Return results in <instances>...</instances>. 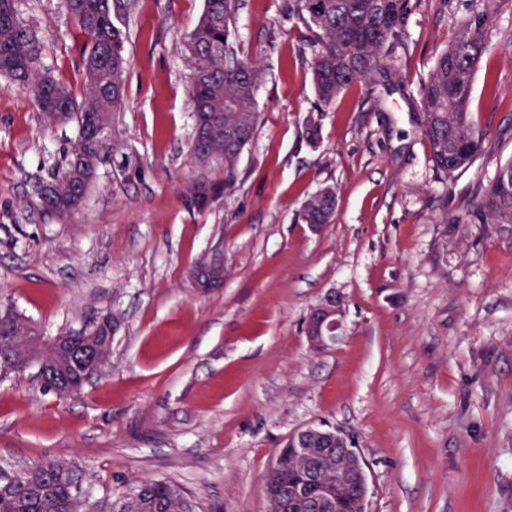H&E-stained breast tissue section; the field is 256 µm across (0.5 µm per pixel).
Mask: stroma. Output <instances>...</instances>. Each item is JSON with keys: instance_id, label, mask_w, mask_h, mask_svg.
<instances>
[{"instance_id": "35a3bbf8", "label": "stroma", "mask_w": 512, "mask_h": 512, "mask_svg": "<svg viewBox=\"0 0 512 512\" xmlns=\"http://www.w3.org/2000/svg\"><path fill=\"white\" fill-rule=\"evenodd\" d=\"M283 0H240L236 43L266 73L234 189L188 210L194 62L184 47L204 0H123L126 102L81 208L44 212L37 188L78 134L0 78V305L44 336L116 330L80 394L36 367L0 377V480L44 460L73 466L88 501L146 478L186 490L195 512H267L264 475L310 424L347 434L366 465L368 512H512V233L477 206L512 159V0H410L402 86L314 94L310 33ZM488 12L493 53L470 110L482 153L448 175L421 133L420 88L436 49ZM42 66L81 94L83 40L65 0H19ZM320 128L318 143L307 122ZM338 190L331 224L301 203ZM224 252L223 287L192 269ZM342 338L312 351L305 328L328 294Z\"/></svg>"}]
</instances>
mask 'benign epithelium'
<instances>
[{
  "mask_svg": "<svg viewBox=\"0 0 512 512\" xmlns=\"http://www.w3.org/2000/svg\"><path fill=\"white\" fill-rule=\"evenodd\" d=\"M193 280L200 288H215L222 285L224 254H215ZM342 312L343 299L336 294L328 296L324 303L311 312L307 323V341L312 350L321 351L338 341L343 327ZM105 328V333L99 336L90 335L77 347L61 336L47 339L37 332L29 337V340L39 347L38 351L20 354L11 350L0 351V368L23 369L34 363L44 384L60 395H74L77 389L67 381L68 367L73 364V360H81L85 381L101 370L112 353V334L115 331L110 323L105 325ZM288 442L296 448H307L317 443L336 444V451L343 454V457L336 459V477H343V471L349 470L350 479L355 482L364 497H369L365 463L358 449L354 448V442L346 434L322 424H310L289 435ZM315 484L319 486V500L325 502L328 508L337 506V501L332 498L330 490L319 484L316 466L311 462L304 470L302 479L288 486V507L293 509L303 505L306 488Z\"/></svg>",
  "mask_w": 512,
  "mask_h": 512,
  "instance_id": "7a95c632",
  "label": "benign epithelium"
}]
</instances>
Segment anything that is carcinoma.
Wrapping results in <instances>:
<instances>
[{
  "instance_id": "1",
  "label": "carcinoma",
  "mask_w": 512,
  "mask_h": 512,
  "mask_svg": "<svg viewBox=\"0 0 512 512\" xmlns=\"http://www.w3.org/2000/svg\"><path fill=\"white\" fill-rule=\"evenodd\" d=\"M19 0H0V77L25 87L37 108L47 117L73 121L78 135L66 152V163L50 175L39 190L41 206L62 214L78 210L94 183L102 156L90 130V119L111 123L112 113L124 102L127 60L126 34L115 25L112 0H67L76 33L84 39L81 73L82 98L50 72L42 71L41 43L25 25ZM240 0H205L203 13L188 33L187 52L195 61L190 105L194 121L191 144L195 161L224 165V187L207 180L191 185L185 196L190 209L204 210L221 190L233 188L237 163L254 138L259 122L254 93L265 72L241 56L235 41V20ZM410 0H287L286 16L307 17L318 46L311 65L318 97L331 104L353 83L375 86L396 74L392 51L401 43ZM488 16L459 32L448 46L437 50L423 87L422 134L431 160L446 174L467 168L482 152L489 132L469 112L473 75L481 58L491 50L486 32ZM336 188L326 186L307 198L300 217L305 224H329L336 211ZM481 217L498 228L512 231V160L501 164L487 196L478 205ZM25 318L0 324V340L17 347L27 345ZM310 449L283 444V470L265 475L266 498L277 495L302 475ZM35 483L26 476L0 481V512H83L75 499L79 476L73 467L45 460L31 467ZM340 492L342 512H363L358 493L331 483ZM187 500L182 487L168 480L141 482L112 501V512H183Z\"/></svg>"
}]
</instances>
